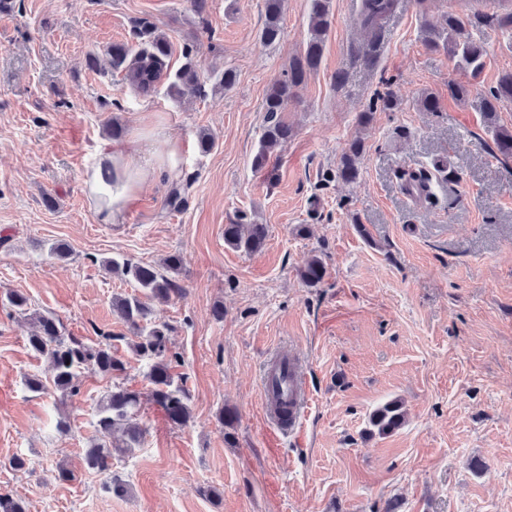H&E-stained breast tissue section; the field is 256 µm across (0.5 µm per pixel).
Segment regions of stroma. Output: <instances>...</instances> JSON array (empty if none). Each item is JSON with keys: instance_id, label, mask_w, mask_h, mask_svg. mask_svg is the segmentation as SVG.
<instances>
[{"instance_id": "1", "label": "stroma", "mask_w": 512, "mask_h": 512, "mask_svg": "<svg viewBox=\"0 0 512 512\" xmlns=\"http://www.w3.org/2000/svg\"><path fill=\"white\" fill-rule=\"evenodd\" d=\"M477 8L500 13L512 0H401L367 63L358 6L333 0L321 64L281 114L293 135L261 170L252 160L265 94L309 38L311 0H284L274 46L260 39L263 0H209L203 20L188 0H21L0 11V491L27 512H512V170L482 112L448 93L452 80L486 92L512 70V34L484 32L474 80L422 32L424 18ZM136 17L154 20L174 50L192 45L204 69H235L236 84L141 98L108 66L88 69V53L131 40ZM386 93L398 109L359 124ZM425 93L437 111H419ZM114 120L129 135L166 128L155 150L166 155L172 138L178 150L122 223L102 224L81 179ZM203 130L216 141L206 154ZM357 138L358 179L333 181ZM438 164L458 182L438 180L431 201L414 203L396 171ZM176 188L187 199L178 211L165 206ZM242 215L268 229L260 252L224 243ZM56 241L68 258L50 256ZM172 254L183 293L157 312L192 417L178 427L145 403L140 447L102 475L82 461L97 401L116 381L149 389L112 311L134 284L104 262L159 266ZM314 255L327 273L310 287L299 271ZM10 292L86 343L112 333L125 372L86 367L63 404L30 390L26 376L52 371L29 351ZM282 346L300 354L311 396L296 436L260 405L261 372ZM393 400L405 422L378 434L369 417ZM223 410L235 421L220 424ZM18 456L28 470L10 468ZM62 463L74 480L58 479ZM114 481L125 492L109 491Z\"/></svg>"}]
</instances>
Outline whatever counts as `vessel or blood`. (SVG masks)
I'll use <instances>...</instances> for the list:
<instances>
[{"instance_id": "obj_1", "label": "vessel or blood", "mask_w": 512, "mask_h": 512, "mask_svg": "<svg viewBox=\"0 0 512 512\" xmlns=\"http://www.w3.org/2000/svg\"><path fill=\"white\" fill-rule=\"evenodd\" d=\"M260 401L267 418L274 424L295 431L309 403L301 364L295 353L281 355L268 366L261 380Z\"/></svg>"}]
</instances>
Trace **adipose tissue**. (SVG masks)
Instances as JSON below:
<instances>
[{"label":"adipose tissue","mask_w":512,"mask_h":512,"mask_svg":"<svg viewBox=\"0 0 512 512\" xmlns=\"http://www.w3.org/2000/svg\"><path fill=\"white\" fill-rule=\"evenodd\" d=\"M163 135V129L159 128L150 137L101 142L96 163L82 179L88 205L101 223H121L131 202L163 173V161L150 146L152 138Z\"/></svg>","instance_id":"adipose-tissue-1"}]
</instances>
